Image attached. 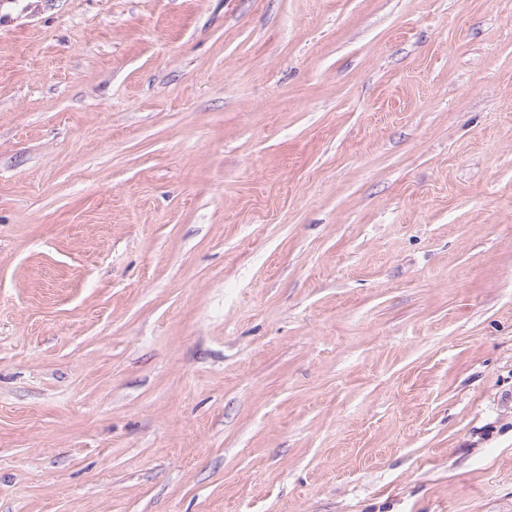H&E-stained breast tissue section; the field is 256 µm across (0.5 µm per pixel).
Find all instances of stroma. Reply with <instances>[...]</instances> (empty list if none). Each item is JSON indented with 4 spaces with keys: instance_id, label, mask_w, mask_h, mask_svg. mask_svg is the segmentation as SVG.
Masks as SVG:
<instances>
[{
    "instance_id": "1",
    "label": "stroma",
    "mask_w": 512,
    "mask_h": 512,
    "mask_svg": "<svg viewBox=\"0 0 512 512\" xmlns=\"http://www.w3.org/2000/svg\"><path fill=\"white\" fill-rule=\"evenodd\" d=\"M0 512H512V0H0Z\"/></svg>"
}]
</instances>
